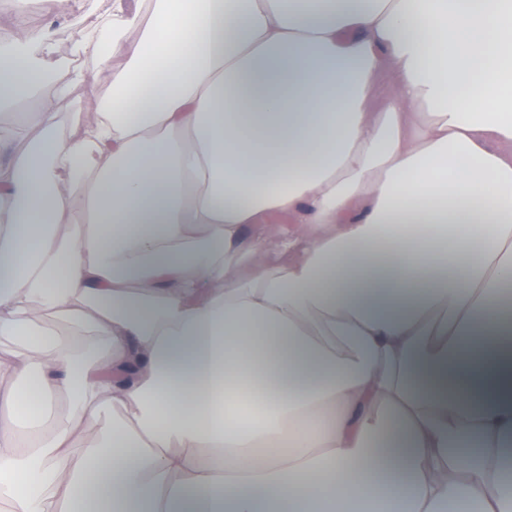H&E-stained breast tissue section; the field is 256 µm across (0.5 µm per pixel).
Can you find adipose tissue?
<instances>
[{
  "instance_id": "1",
  "label": "adipose tissue",
  "mask_w": 512,
  "mask_h": 512,
  "mask_svg": "<svg viewBox=\"0 0 512 512\" xmlns=\"http://www.w3.org/2000/svg\"><path fill=\"white\" fill-rule=\"evenodd\" d=\"M57 52H0L9 512H512V0H112L106 99ZM83 98L80 88L72 91L68 99L58 106L57 125L61 136H68L75 131L74 112H79V103Z\"/></svg>"
}]
</instances>
